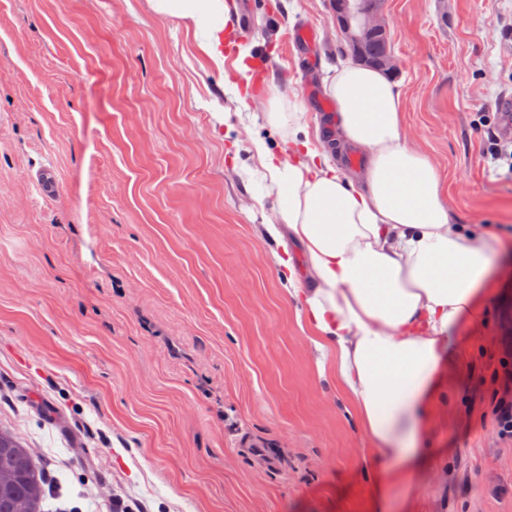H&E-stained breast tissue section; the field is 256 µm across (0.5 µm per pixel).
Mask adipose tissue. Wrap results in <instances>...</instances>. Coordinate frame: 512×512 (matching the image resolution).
Returning a JSON list of instances; mask_svg holds the SVG:
<instances>
[{
    "label": "adipose tissue",
    "instance_id": "adipose-tissue-1",
    "mask_svg": "<svg viewBox=\"0 0 512 512\" xmlns=\"http://www.w3.org/2000/svg\"><path fill=\"white\" fill-rule=\"evenodd\" d=\"M155 8L191 23L202 48L222 60L226 0H155ZM324 91L341 146L367 155L366 187L355 189L311 141H301L306 158L295 164L255 141L282 219L266 231L277 240L290 232L304 247L316 286L298 320L317 350L334 351L329 375L374 453L396 461L374 475L382 491L410 480L429 455L425 419L450 333L475 323L489 301L493 247L451 224L439 173L404 141L402 103L382 72L342 61Z\"/></svg>",
    "mask_w": 512,
    "mask_h": 512
}]
</instances>
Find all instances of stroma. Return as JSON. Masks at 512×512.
I'll return each mask as SVG.
<instances>
[{
  "label": "stroma",
  "mask_w": 512,
  "mask_h": 512,
  "mask_svg": "<svg viewBox=\"0 0 512 512\" xmlns=\"http://www.w3.org/2000/svg\"><path fill=\"white\" fill-rule=\"evenodd\" d=\"M234 60L153 0H0V425L61 483L45 512H372L367 442L317 377L266 227L278 196L253 150L293 156L269 100L322 137L316 100L350 58L329 0H254ZM404 137L462 228L504 242L493 299L461 339L447 416L383 512H512L493 376L512 336V181L481 158L479 113L512 93V0H383ZM314 28L316 88L286 33ZM271 68L263 97L248 59ZM52 163L63 191L28 175Z\"/></svg>",
  "instance_id": "stroma-1"
}]
</instances>
